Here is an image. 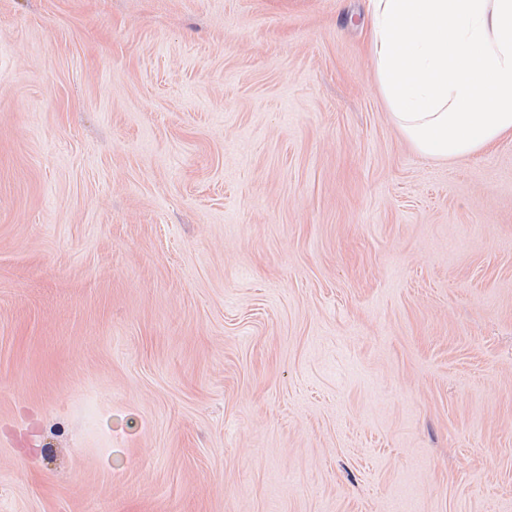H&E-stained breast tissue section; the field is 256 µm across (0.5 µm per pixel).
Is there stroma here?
<instances>
[{"label":"stroma","instance_id":"obj_1","mask_svg":"<svg viewBox=\"0 0 512 512\" xmlns=\"http://www.w3.org/2000/svg\"><path fill=\"white\" fill-rule=\"evenodd\" d=\"M367 0H0V512H512V140L420 157Z\"/></svg>","mask_w":512,"mask_h":512}]
</instances>
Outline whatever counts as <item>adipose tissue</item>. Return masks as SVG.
Masks as SVG:
<instances>
[{
    "label": "adipose tissue",
    "mask_w": 512,
    "mask_h": 512,
    "mask_svg": "<svg viewBox=\"0 0 512 512\" xmlns=\"http://www.w3.org/2000/svg\"><path fill=\"white\" fill-rule=\"evenodd\" d=\"M367 28L378 88L419 155L512 137V0H368Z\"/></svg>",
    "instance_id": "obj_1"
}]
</instances>
